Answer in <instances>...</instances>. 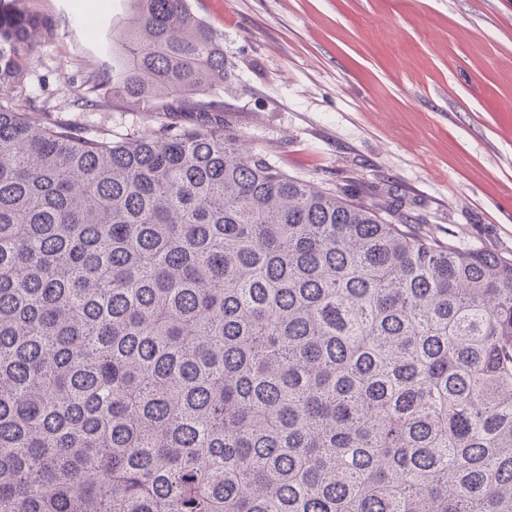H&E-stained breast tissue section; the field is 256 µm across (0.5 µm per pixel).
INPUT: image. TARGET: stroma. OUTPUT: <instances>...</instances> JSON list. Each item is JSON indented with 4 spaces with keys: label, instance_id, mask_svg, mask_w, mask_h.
Returning <instances> with one entry per match:
<instances>
[{
    "label": "stroma",
    "instance_id": "obj_1",
    "mask_svg": "<svg viewBox=\"0 0 512 512\" xmlns=\"http://www.w3.org/2000/svg\"><path fill=\"white\" fill-rule=\"evenodd\" d=\"M234 70L203 95L289 175L512 259V0H189ZM43 39L10 106L121 137L150 113L97 85L126 0H25ZM93 99L78 106L80 97Z\"/></svg>",
    "mask_w": 512,
    "mask_h": 512
}]
</instances>
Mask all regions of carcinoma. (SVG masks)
Masks as SVG:
<instances>
[{"label": "carcinoma", "instance_id": "cac0c4a2", "mask_svg": "<svg viewBox=\"0 0 512 512\" xmlns=\"http://www.w3.org/2000/svg\"><path fill=\"white\" fill-rule=\"evenodd\" d=\"M0 512H512V261L244 150L188 0H128L116 140L1 103Z\"/></svg>", "mask_w": 512, "mask_h": 512}]
</instances>
